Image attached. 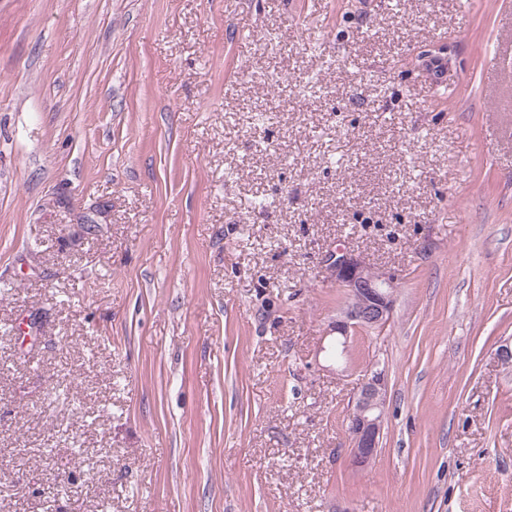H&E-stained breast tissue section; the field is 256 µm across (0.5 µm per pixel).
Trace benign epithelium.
<instances>
[{
  "mask_svg": "<svg viewBox=\"0 0 512 512\" xmlns=\"http://www.w3.org/2000/svg\"><path fill=\"white\" fill-rule=\"evenodd\" d=\"M329 268L336 284L346 288L351 297V305L336 320V333L345 337L352 327L377 326L389 319L394 303L392 278L342 251L330 256ZM385 402V373L371 370L356 394L347 428L351 457L360 466L368 464L376 454Z\"/></svg>",
  "mask_w": 512,
  "mask_h": 512,
  "instance_id": "benign-epithelium-1",
  "label": "benign epithelium"
}]
</instances>
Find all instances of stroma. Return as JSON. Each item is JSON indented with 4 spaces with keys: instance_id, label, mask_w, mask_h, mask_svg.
Listing matches in <instances>:
<instances>
[{
    "instance_id": "1",
    "label": "stroma",
    "mask_w": 512,
    "mask_h": 512,
    "mask_svg": "<svg viewBox=\"0 0 512 512\" xmlns=\"http://www.w3.org/2000/svg\"><path fill=\"white\" fill-rule=\"evenodd\" d=\"M504 348L512 0H0V512H512ZM329 268L336 284L346 288L351 305L333 326L347 337L355 326H377L389 319L394 303L392 278L363 264L352 254L337 251L330 256ZM386 380L383 370H369L356 394L347 428L351 457L365 466L376 454L383 427Z\"/></svg>"
}]
</instances>
